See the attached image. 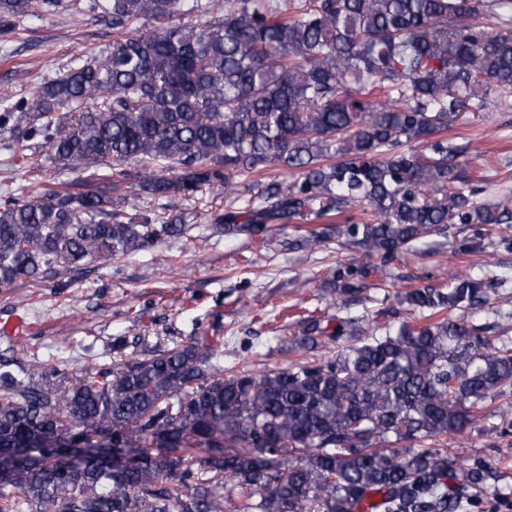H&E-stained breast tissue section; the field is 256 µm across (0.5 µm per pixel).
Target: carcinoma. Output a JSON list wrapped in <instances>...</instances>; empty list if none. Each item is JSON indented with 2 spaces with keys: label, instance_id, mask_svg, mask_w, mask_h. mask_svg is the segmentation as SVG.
Here are the masks:
<instances>
[{
  "label": "carcinoma",
  "instance_id": "carcinoma-1",
  "mask_svg": "<svg viewBox=\"0 0 512 512\" xmlns=\"http://www.w3.org/2000/svg\"><path fill=\"white\" fill-rule=\"evenodd\" d=\"M61 0H0V33ZM487 7L486 32L466 21ZM112 21V45L75 58L32 101L0 100V127L26 123L7 161L51 162L89 179L37 197L0 198V288L139 251L180 224L128 217L120 187L155 199L222 186L270 163L274 182L224 233L261 234L276 219L336 220L368 261L329 278L351 297L400 253L456 224L512 221L476 202L481 179L445 132L487 96L512 95V0H89ZM148 26L142 33L138 24ZM425 145L424 151L407 148ZM165 164L159 174L128 162ZM503 278L448 274L411 288L414 321L380 332L357 317L297 321L301 359L254 375L229 371L195 342L90 365L65 385L0 359V512H475L490 471L456 465L425 443L471 425L512 397V344L458 310L486 302ZM336 355L313 351L324 338ZM196 459L242 489L226 500Z\"/></svg>",
  "mask_w": 512,
  "mask_h": 512
}]
</instances>
